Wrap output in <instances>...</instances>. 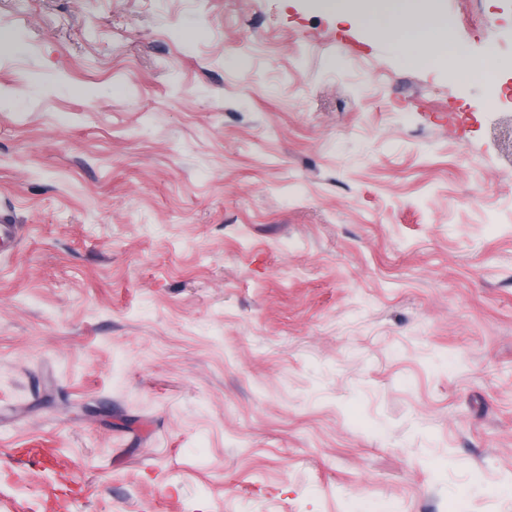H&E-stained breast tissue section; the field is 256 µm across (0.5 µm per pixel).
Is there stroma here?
I'll use <instances>...</instances> for the list:
<instances>
[{
	"label": "stroma",
	"instance_id": "stroma-1",
	"mask_svg": "<svg viewBox=\"0 0 512 512\" xmlns=\"http://www.w3.org/2000/svg\"><path fill=\"white\" fill-rule=\"evenodd\" d=\"M439 2L495 82L313 0H0V512H512V0Z\"/></svg>",
	"mask_w": 512,
	"mask_h": 512
}]
</instances>
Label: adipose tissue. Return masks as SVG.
Listing matches in <instances>:
<instances>
[{"label": "adipose tissue", "instance_id": "ef3b65f1", "mask_svg": "<svg viewBox=\"0 0 512 512\" xmlns=\"http://www.w3.org/2000/svg\"><path fill=\"white\" fill-rule=\"evenodd\" d=\"M320 7L338 17L355 19L399 44L415 66H448L481 79L497 72L501 62L494 49L476 60L463 57L445 12L426 0H318Z\"/></svg>", "mask_w": 512, "mask_h": 512}]
</instances>
